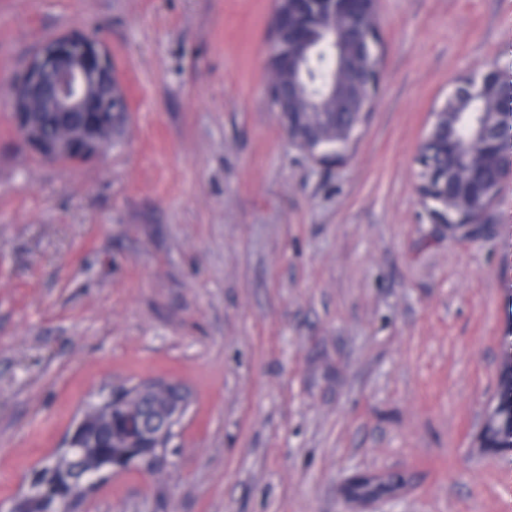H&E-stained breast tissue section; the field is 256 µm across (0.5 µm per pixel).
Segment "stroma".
<instances>
[{
	"mask_svg": "<svg viewBox=\"0 0 512 512\" xmlns=\"http://www.w3.org/2000/svg\"><path fill=\"white\" fill-rule=\"evenodd\" d=\"M273 0H0V502L112 383L191 407L167 471L85 512H512L478 436L512 318V176L482 224L418 193L436 112L512 71V0H379L374 108L347 156L299 149L265 91ZM106 45L123 136L43 160L11 89L44 40ZM407 473L394 497L347 492Z\"/></svg>",
	"mask_w": 512,
	"mask_h": 512,
	"instance_id": "obj_1",
	"label": "stroma"
}]
</instances>
